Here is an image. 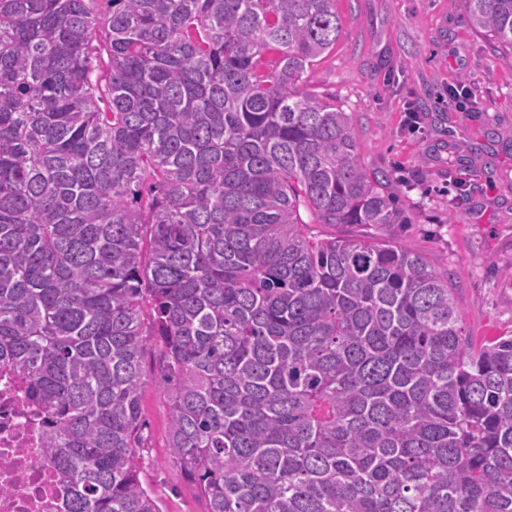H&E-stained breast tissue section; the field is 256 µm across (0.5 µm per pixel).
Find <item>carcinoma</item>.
Wrapping results in <instances>:
<instances>
[{
  "mask_svg": "<svg viewBox=\"0 0 512 512\" xmlns=\"http://www.w3.org/2000/svg\"><path fill=\"white\" fill-rule=\"evenodd\" d=\"M333 2L0 0V374L68 512H160L152 341L209 512H512V336L473 350L391 239L392 178L304 91ZM463 3L512 52V0Z\"/></svg>",
  "mask_w": 512,
  "mask_h": 512,
  "instance_id": "1",
  "label": "carcinoma"
}]
</instances>
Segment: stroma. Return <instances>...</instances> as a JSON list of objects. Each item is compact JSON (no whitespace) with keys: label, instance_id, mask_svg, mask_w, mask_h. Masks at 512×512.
<instances>
[{"label":"stroma","instance_id":"1","mask_svg":"<svg viewBox=\"0 0 512 512\" xmlns=\"http://www.w3.org/2000/svg\"><path fill=\"white\" fill-rule=\"evenodd\" d=\"M341 33L307 90L349 112L367 172L400 180L394 242L446 272L474 344L512 334V54L470 25L461 0H336ZM471 101L449 104L451 86ZM419 109L416 127L406 110ZM142 389L140 480L161 512H208L169 459L156 354Z\"/></svg>","mask_w":512,"mask_h":512}]
</instances>
